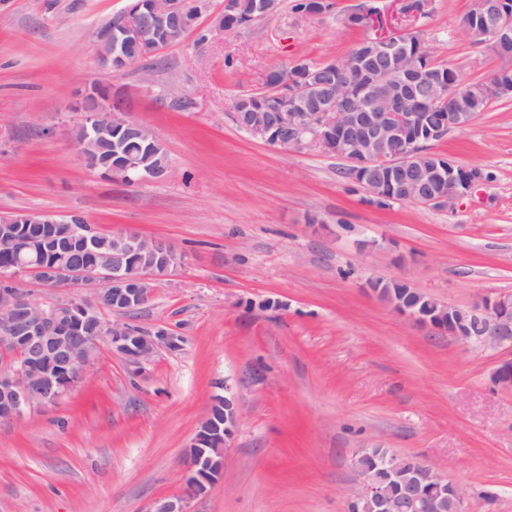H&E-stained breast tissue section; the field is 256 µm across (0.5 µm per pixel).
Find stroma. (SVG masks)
<instances>
[{
    "label": "stroma",
    "mask_w": 512,
    "mask_h": 512,
    "mask_svg": "<svg viewBox=\"0 0 512 512\" xmlns=\"http://www.w3.org/2000/svg\"><path fill=\"white\" fill-rule=\"evenodd\" d=\"M296 0L250 25L197 29L115 74L96 31L127 0H0V215H78L101 233L174 245L184 262L126 321L181 339L142 373L100 344L85 381L54 407L0 427V512H152L182 494L185 461L223 383L238 403L224 473L189 512H349L355 455L413 456L466 491V512H512V387L494 372L512 344L475 345L413 324L365 290L405 280L477 309L512 294V98L492 102L434 149L483 180L447 209L371 204L343 161L284 149L234 119L241 93L300 59L346 58L366 4L419 32L462 85L511 63L466 38L470 0ZM111 87L165 146L169 170L129 184L87 167L68 109Z\"/></svg>",
    "instance_id": "obj_1"
}]
</instances>
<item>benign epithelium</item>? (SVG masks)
Here are the masks:
<instances>
[{
	"instance_id": "obj_1",
	"label": "benign epithelium",
	"mask_w": 512,
	"mask_h": 512,
	"mask_svg": "<svg viewBox=\"0 0 512 512\" xmlns=\"http://www.w3.org/2000/svg\"><path fill=\"white\" fill-rule=\"evenodd\" d=\"M507 0H472L471 11L480 21L481 36L500 58L512 60V8ZM199 12L190 11L188 0H128L115 25L100 28L95 49L100 63L114 73L136 62L125 56L121 42L135 43L139 57L160 51L158 33L169 30L178 38L194 28ZM362 26L374 30L368 41L373 50L359 54L352 63L335 62L336 80L310 81L293 75L288 83L267 86L272 97L288 100L286 112H260L247 121L236 117L241 129L267 144L297 150L323 149L332 141L331 153L353 171L352 182L369 196H384V185L392 187L391 199L437 208L451 206L468 193L479 176L459 175L457 164L447 156L422 151L417 139L435 142L449 130L473 121L467 112L468 87L458 80L450 83L431 65L411 58L403 35L380 28L370 14L358 18ZM448 97V113L431 118L432 103ZM82 113L76 129L97 137L112 136L116 127L140 136L151 137L146 126L128 119L112 93L94 87L83 102L71 107ZM75 147L81 159L108 177H119L131 184L157 181L166 172L136 179L128 172L137 162L127 157L122 164L89 153L83 145ZM46 225L41 247L65 250L72 243L57 230L59 224L73 223V216L41 214ZM183 264V256L170 243L140 235L116 237L112 255H101L85 262H20L0 271V279L12 283L25 275L48 288H77L89 293L83 302L44 306L29 293L12 285L0 288V425L10 426L33 410L57 404L68 388L80 384L93 368V350L106 342L138 368L149 363L160 344L178 346L177 337L161 329L146 332L128 322L107 324L102 312L125 314L146 304L156 282ZM371 292L388 302L401 315L432 330L477 340L483 344L512 341V296L487 298L479 312L439 302L422 292L433 311L424 314L418 303L404 302L389 290ZM55 359L51 372L42 366L46 356ZM237 401L232 387L224 386V444L236 433ZM199 439H194L187 457L182 496L165 500L153 512H187L185 502L199 496L214 483L208 476L214 464H224L197 454ZM358 483L350 504L373 512H444L451 502L455 512L465 510L463 487L439 475L430 465L420 468L412 457L391 454L370 469L353 460ZM400 493L392 492V487Z\"/></svg>"
}]
</instances>
